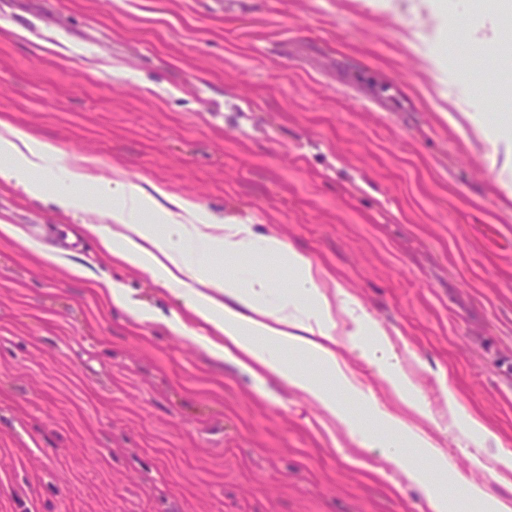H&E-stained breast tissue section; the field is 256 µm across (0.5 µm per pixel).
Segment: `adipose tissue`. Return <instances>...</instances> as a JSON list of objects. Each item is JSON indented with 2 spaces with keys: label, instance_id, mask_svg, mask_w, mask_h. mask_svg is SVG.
Returning <instances> with one entry per match:
<instances>
[{
  "label": "adipose tissue",
  "instance_id": "obj_1",
  "mask_svg": "<svg viewBox=\"0 0 512 512\" xmlns=\"http://www.w3.org/2000/svg\"><path fill=\"white\" fill-rule=\"evenodd\" d=\"M56 154L52 143L4 126L0 129V184L32 198H49L68 213L87 208V201L35 179V172ZM97 188L100 198L112 202V216L123 230L115 233L101 224H80L78 234L97 238L102 253L149 274L156 284L176 287L192 320L187 323L177 315L166 319L174 335L252 375L272 374L332 418L352 422V414L332 388L280 355L284 349L303 353L338 386L354 389L336 349V313L350 301L344 287L332 294L322 291V271L291 245L273 235H257L251 225L232 217L201 216L195 202L169 195L161 187L148 191L112 179L98 182ZM245 253L278 256L292 283L289 293L274 295L271 281L258 271L222 281L211 274L209 257L220 254L233 260ZM367 411L378 425L372 436L375 447L385 449L387 460L420 487L429 512H512V503L451 470L447 454L421 428L374 403ZM391 433L402 444L422 449V460L390 450L387 436ZM451 484L458 487L457 497L448 495Z\"/></svg>",
  "mask_w": 512,
  "mask_h": 512
}]
</instances>
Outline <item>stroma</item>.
Wrapping results in <instances>:
<instances>
[{"label": "stroma", "instance_id": "obj_1", "mask_svg": "<svg viewBox=\"0 0 512 512\" xmlns=\"http://www.w3.org/2000/svg\"><path fill=\"white\" fill-rule=\"evenodd\" d=\"M483 0H0V120L53 142L44 172L194 200L275 235L388 334L432 416L418 425L469 480L512 500V67ZM473 44L475 66L452 50ZM0 512H428L370 447L367 402L403 407L367 336H340L359 389L347 426L253 379L92 278L43 260L73 225L0 185ZM107 223V222H106ZM69 263L185 315L139 269L78 239ZM93 277L97 282L95 285L97 291L102 296L109 299L113 305L129 311L141 322H153L159 319L154 310L141 306L137 301L132 299L126 288L112 281L110 277L106 275Z\"/></svg>", "mask_w": 512, "mask_h": 512}]
</instances>
